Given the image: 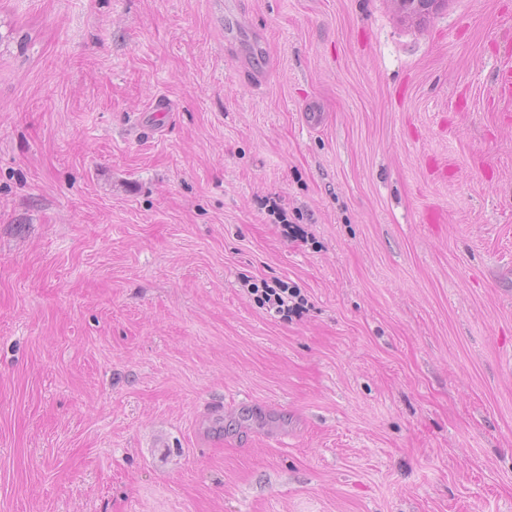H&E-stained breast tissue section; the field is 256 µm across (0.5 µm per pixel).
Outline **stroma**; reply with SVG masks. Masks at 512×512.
<instances>
[{
  "label": "stroma",
  "mask_w": 512,
  "mask_h": 512,
  "mask_svg": "<svg viewBox=\"0 0 512 512\" xmlns=\"http://www.w3.org/2000/svg\"><path fill=\"white\" fill-rule=\"evenodd\" d=\"M510 33L0 0V512H512ZM259 294L260 304L273 316L283 320L300 317L304 310V299L301 290L279 281L274 285L263 283L262 288H253Z\"/></svg>",
  "instance_id": "1"
}]
</instances>
